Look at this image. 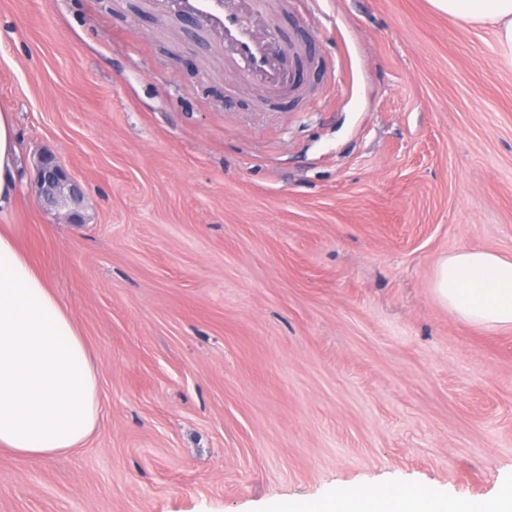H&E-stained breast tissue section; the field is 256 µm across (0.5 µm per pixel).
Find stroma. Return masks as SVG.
Instances as JSON below:
<instances>
[{
    "label": "stroma",
    "mask_w": 512,
    "mask_h": 512,
    "mask_svg": "<svg viewBox=\"0 0 512 512\" xmlns=\"http://www.w3.org/2000/svg\"><path fill=\"white\" fill-rule=\"evenodd\" d=\"M319 65L235 76L153 0H0V109L29 177L0 212L73 314L104 415L0 452V512H274L396 481L488 498L512 470V332L431 288L512 257V69L428 0H274ZM82 188L39 196L38 155Z\"/></svg>",
    "instance_id": "stroma-1"
}]
</instances>
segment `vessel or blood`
I'll list each match as a JSON object with an SVG mask.
<instances>
[{"label": "vessel or blood", "mask_w": 512, "mask_h": 512, "mask_svg": "<svg viewBox=\"0 0 512 512\" xmlns=\"http://www.w3.org/2000/svg\"><path fill=\"white\" fill-rule=\"evenodd\" d=\"M182 12L217 35L228 69L263 86L291 90L299 73L285 71L284 55L303 57L301 45H284L269 0H174Z\"/></svg>", "instance_id": "b4317fda"}]
</instances>
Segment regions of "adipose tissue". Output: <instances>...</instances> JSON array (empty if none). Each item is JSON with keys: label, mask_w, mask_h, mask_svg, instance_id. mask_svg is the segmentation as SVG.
Segmentation results:
<instances>
[{"label": "adipose tissue", "mask_w": 512, "mask_h": 512, "mask_svg": "<svg viewBox=\"0 0 512 512\" xmlns=\"http://www.w3.org/2000/svg\"><path fill=\"white\" fill-rule=\"evenodd\" d=\"M437 12L491 25L502 64L512 69V0H429ZM18 138L14 116L0 110V209L12 204ZM437 299L463 322L512 331V258L461 249L436 264ZM103 412L92 357L72 314L0 225V451L37 459L82 446ZM279 512H512V478L495 496L451 499L432 489L362 485L316 500L283 503Z\"/></svg>", "instance_id": "obj_1"}]
</instances>
